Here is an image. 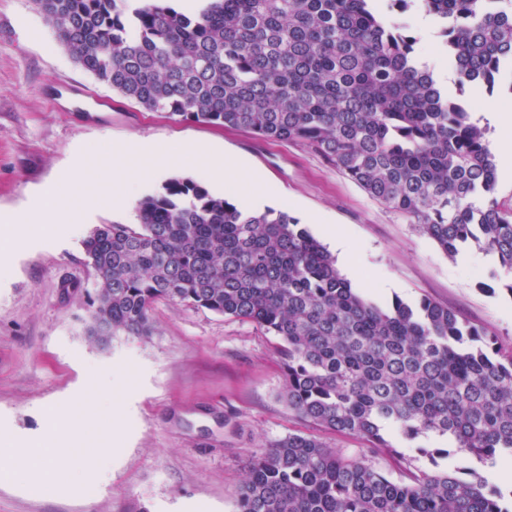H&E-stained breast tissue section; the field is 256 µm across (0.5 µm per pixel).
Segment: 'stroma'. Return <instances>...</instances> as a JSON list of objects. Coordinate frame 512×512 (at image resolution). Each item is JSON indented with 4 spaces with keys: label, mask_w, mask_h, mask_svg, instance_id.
<instances>
[{
    "label": "stroma",
    "mask_w": 512,
    "mask_h": 512,
    "mask_svg": "<svg viewBox=\"0 0 512 512\" xmlns=\"http://www.w3.org/2000/svg\"><path fill=\"white\" fill-rule=\"evenodd\" d=\"M109 100L116 109L95 108ZM149 143L150 162L183 145L217 147L241 160L240 178L215 182L206 165L170 168L133 186L125 209L98 189ZM215 194L287 210L319 240L327 229L349 235L342 268L369 299L415 305L427 298L455 311L502 350L512 349V280L496 255L469 267L446 256L403 215L372 198L308 146L148 112L78 65L33 0H0V215L34 209L50 182L69 186L77 225L59 224L18 249L0 245V440L43 437L45 405L76 411L70 441L78 455L66 486L22 474L0 482V512H236V493L253 456L293 432L321 435L348 452L361 439L321 432L282 398L281 342L255 324L161 300L147 338L88 336L96 288L83 238L100 224L137 222V205L171 178ZM118 433L122 450L93 453Z\"/></svg>",
    "instance_id": "obj_1"
}]
</instances>
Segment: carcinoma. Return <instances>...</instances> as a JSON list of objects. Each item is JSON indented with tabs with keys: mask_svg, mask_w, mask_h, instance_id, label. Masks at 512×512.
<instances>
[{
	"mask_svg": "<svg viewBox=\"0 0 512 512\" xmlns=\"http://www.w3.org/2000/svg\"><path fill=\"white\" fill-rule=\"evenodd\" d=\"M419 1L456 96L374 0H209L197 14L145 0L128 16L117 0L35 5L76 63L145 110L306 144L448 257L474 243L512 271V209L494 197L487 129L460 98L512 82V0H386L402 13ZM137 217L82 241L98 288L90 336L152 335L159 300L253 323L283 343L294 415L366 443L348 454L303 433L273 442L237 512H512V490L450 464L418 470L391 439L449 436L458 457L511 460L512 351L432 300H368L286 211L171 178Z\"/></svg>",
	"mask_w": 512,
	"mask_h": 512,
	"instance_id": "obj_1",
	"label": "carcinoma"
}]
</instances>
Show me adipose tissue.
Instances as JSON below:
<instances>
[{
  "label": "adipose tissue",
  "mask_w": 512,
  "mask_h": 512,
  "mask_svg": "<svg viewBox=\"0 0 512 512\" xmlns=\"http://www.w3.org/2000/svg\"><path fill=\"white\" fill-rule=\"evenodd\" d=\"M61 185L47 188L42 205L33 210L22 223L0 224V241L12 246L21 245L28 237L51 234L55 224L70 219L71 214L63 203ZM49 431L42 439L27 445L5 443L0 445V481H8L17 471L25 470L36 478L49 483H64L69 473L65 460L73 456L67 448V435L62 430L64 418L56 409L48 411Z\"/></svg>",
  "instance_id": "obj_1"
}]
</instances>
